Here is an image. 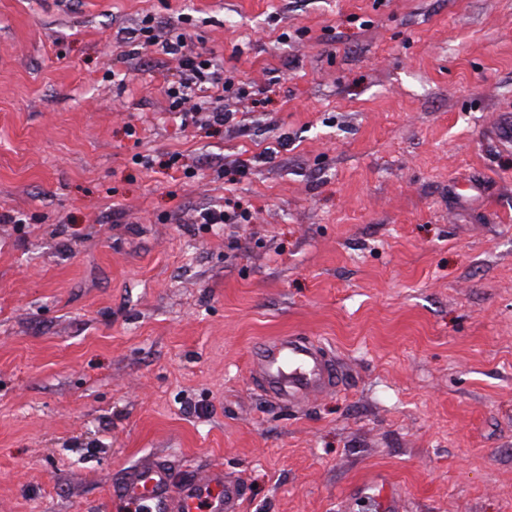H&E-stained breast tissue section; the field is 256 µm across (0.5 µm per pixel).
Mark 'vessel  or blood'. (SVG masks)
<instances>
[{"instance_id": "b4317fda", "label": "vessel or blood", "mask_w": 512, "mask_h": 512, "mask_svg": "<svg viewBox=\"0 0 512 512\" xmlns=\"http://www.w3.org/2000/svg\"><path fill=\"white\" fill-rule=\"evenodd\" d=\"M252 373L266 396L295 406L310 396L337 388L341 370L320 346L300 336H280L261 343L253 353ZM380 512H397L393 489L383 482L366 483ZM120 493L128 499L156 504L164 512H239L245 495L239 479L211 467L203 477L177 472L155 459L126 471Z\"/></svg>"}]
</instances>
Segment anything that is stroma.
Returning a JSON list of instances; mask_svg holds the SVG:
<instances>
[{"instance_id": "stroma-1", "label": "stroma", "mask_w": 512, "mask_h": 512, "mask_svg": "<svg viewBox=\"0 0 512 512\" xmlns=\"http://www.w3.org/2000/svg\"><path fill=\"white\" fill-rule=\"evenodd\" d=\"M146 15L246 96L174 120ZM506 116L512 0H0V512H137L146 457L222 466L241 512H377L381 475L512 512ZM285 335L341 387L266 397Z\"/></svg>"}]
</instances>
